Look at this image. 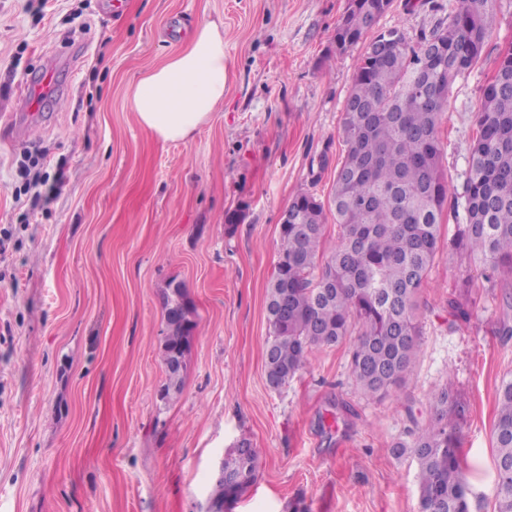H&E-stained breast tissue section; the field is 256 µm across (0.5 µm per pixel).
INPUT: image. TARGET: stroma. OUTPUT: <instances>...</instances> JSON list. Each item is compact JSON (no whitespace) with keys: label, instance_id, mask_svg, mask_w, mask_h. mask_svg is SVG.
I'll return each instance as SVG.
<instances>
[{"label":"stroma","instance_id":"stroma-1","mask_svg":"<svg viewBox=\"0 0 512 512\" xmlns=\"http://www.w3.org/2000/svg\"><path fill=\"white\" fill-rule=\"evenodd\" d=\"M348 0H0V117L54 67L26 127L0 120V512H204L243 438L256 482L231 512H418V463L390 446L433 421L452 386L472 512H497L491 431L512 375L507 277L441 248L418 298L420 355L383 401L349 370V343L313 348L285 387L264 376L266 291L280 216L328 199L342 109L363 46L337 52ZM452 0H393L379 28L410 39ZM224 24V104L185 143L140 126L129 88L179 50L176 28ZM512 44V0L457 80L440 127L462 191L482 91ZM470 279L469 322L448 301ZM195 326L168 393L164 295Z\"/></svg>","mask_w":512,"mask_h":512}]
</instances>
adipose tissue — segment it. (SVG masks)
<instances>
[{
    "instance_id": "1",
    "label": "adipose tissue",
    "mask_w": 512,
    "mask_h": 512,
    "mask_svg": "<svg viewBox=\"0 0 512 512\" xmlns=\"http://www.w3.org/2000/svg\"><path fill=\"white\" fill-rule=\"evenodd\" d=\"M224 83V26L205 19L184 50L133 84L132 110L156 140L184 143L223 105Z\"/></svg>"
}]
</instances>
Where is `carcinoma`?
I'll use <instances>...</instances> for the list:
<instances>
[{"instance_id": "obj_1", "label": "carcinoma", "mask_w": 512, "mask_h": 512, "mask_svg": "<svg viewBox=\"0 0 512 512\" xmlns=\"http://www.w3.org/2000/svg\"><path fill=\"white\" fill-rule=\"evenodd\" d=\"M392 0H349L336 29L345 52ZM494 21L493 0H454L442 22L412 44L399 28L380 30L383 57L364 53L343 108L344 156L328 201L302 191L280 229L267 289L264 361L269 387L286 386L313 348L338 344L359 326L350 371L364 395L381 401L401 387L419 355L417 299L440 250L439 227L450 183L441 165L439 128L454 83L480 59ZM497 80L483 91L469 170L454 207L462 208L448 246L512 277V44L499 53ZM332 215L341 235L324 250ZM169 328L167 387L181 383L193 324L175 285L164 301ZM450 386L433 398L434 421L393 453L418 462L419 512H471L467 468L451 410ZM498 512H512V376L502 379L492 430ZM258 451L241 440L224 459L214 500L235 501L257 479Z\"/></svg>"}]
</instances>
